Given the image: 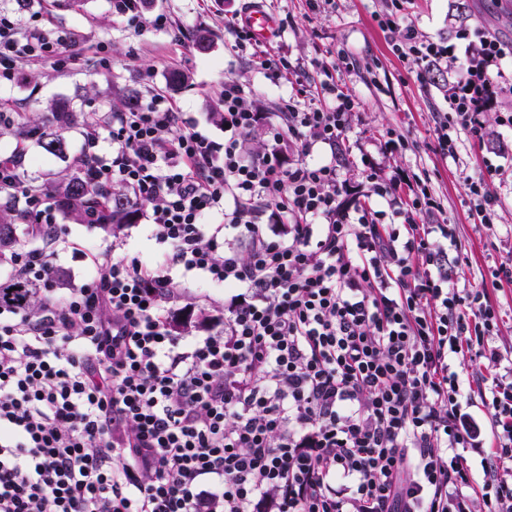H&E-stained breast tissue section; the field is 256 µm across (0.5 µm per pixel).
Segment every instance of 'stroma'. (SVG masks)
Masks as SVG:
<instances>
[{"label": "stroma", "mask_w": 512, "mask_h": 512, "mask_svg": "<svg viewBox=\"0 0 512 512\" xmlns=\"http://www.w3.org/2000/svg\"><path fill=\"white\" fill-rule=\"evenodd\" d=\"M457 0H407L405 20L430 38H448L455 31L450 8ZM469 20L481 21L502 40L512 39V0H464ZM389 0H322L317 11H310L306 0H262L263 8L278 22V34L263 52L254 47L234 49L227 21L235 12H246L250 0H149L145 14L164 10L181 27V36L146 29L133 31L112 17L110 0H86L83 8L52 7L42 17L44 28L66 34L70 50L79 58L77 65L59 68L48 63L27 65L13 82L0 84V100L15 111L33 117L43 115L47 105L65 99L80 112L100 117L121 111L120 99L127 90L146 92L149 88L172 90L182 111L194 117L200 130L223 139L224 125L217 115L216 93L225 78H233L254 89L260 111L274 112L280 99L294 94L289 82L272 83L265 75L264 60H277L288 54L297 63L299 76L308 89L319 87L324 68L337 54L355 59L357 71H334L340 87L356 100L347 135L337 151L318 148L314 160L337 156L344 177L360 183L365 205H377L368 187L362 186L360 156L378 155L386 174L406 169L426 174L436 196L440 197L442 219L457 225L462 245L460 262L445 260L452 280L468 287L487 289L490 303L498 311V326L493 338L502 352L512 353V283L492 285L491 272L501 262L512 259V127L498 125L487 115L482 138H460V159L453 162L435 150L434 116L446 111L440 85L424 79L420 67L398 59L392 50L393 33L382 30L376 17L386 11ZM208 31L211 47L198 51L191 35ZM106 44L111 67L101 64L99 44ZM187 76L184 84L170 88L173 72ZM396 128L413 142L412 151L387 156L380 148L388 129ZM82 126L66 129L68 154H47L36 141L25 147L22 171L27 180L42 186L63 174L82 145ZM502 168L501 219L495 229L476 224L469 209L466 179L478 175L486 161ZM57 222L63 234L56 245L32 237L19 228L22 247L52 248L54 261L66 275L68 287L78 288L96 274L91 254L113 250L116 257L153 258L157 250L150 237L147 216L113 239L103 230L79 224L65 216ZM182 302L192 326L189 340L216 334L224 328V308L232 296L220 286L205 287L201 275L176 273Z\"/></svg>", "instance_id": "stroma-1"}]
</instances>
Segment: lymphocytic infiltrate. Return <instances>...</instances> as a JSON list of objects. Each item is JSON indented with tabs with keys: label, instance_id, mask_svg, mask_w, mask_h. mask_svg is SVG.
I'll use <instances>...</instances> for the list:
<instances>
[{
	"label": "lymphocytic infiltrate",
	"instance_id": "1",
	"mask_svg": "<svg viewBox=\"0 0 512 512\" xmlns=\"http://www.w3.org/2000/svg\"><path fill=\"white\" fill-rule=\"evenodd\" d=\"M401 14L400 60L446 70L437 152L458 159L461 133L479 138L503 103L512 44L482 25L426 39ZM75 64L66 37L0 13V81L30 60ZM254 91L225 79L223 141L199 131L165 94L111 113V154L84 130L92 184H122L151 206L159 247L149 262L93 257L97 275L67 294L53 255L20 249L18 278L39 287L36 313L0 304V512H504L512 503V355L490 343L497 312L486 291L434 272L436 244L457 227L430 223L442 206L425 180L363 165L378 208L353 192L316 146L344 139L355 106L327 78L306 102L283 101L280 122ZM264 127L257 151L245 137ZM498 165L469 178L479 223L500 218ZM23 200L34 233L58 238L50 194L0 157V194ZM275 207L287 237L267 233ZM222 216L223 228L210 223ZM247 241L225 246L223 229ZM196 271L232 290L223 333L182 345L171 329L178 283ZM486 360L479 384L496 444L483 478L462 451L481 443L459 413L455 364ZM217 486L208 492L205 480Z\"/></svg>",
	"mask_w": 512,
	"mask_h": 512
}]
</instances>
